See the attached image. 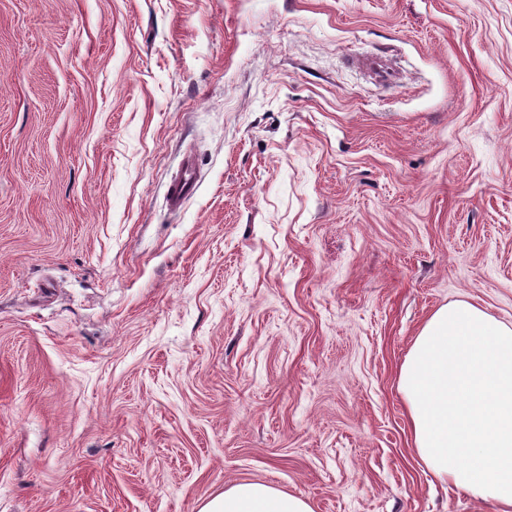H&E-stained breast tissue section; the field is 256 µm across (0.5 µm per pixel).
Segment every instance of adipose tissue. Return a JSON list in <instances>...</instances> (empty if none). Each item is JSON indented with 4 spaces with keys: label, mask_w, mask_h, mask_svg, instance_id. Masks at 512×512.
Masks as SVG:
<instances>
[{
    "label": "adipose tissue",
    "mask_w": 512,
    "mask_h": 512,
    "mask_svg": "<svg viewBox=\"0 0 512 512\" xmlns=\"http://www.w3.org/2000/svg\"><path fill=\"white\" fill-rule=\"evenodd\" d=\"M418 456L443 483L512 512V326L461 299L425 322L401 367ZM199 512H313L267 483H237Z\"/></svg>",
    "instance_id": "obj_1"
}]
</instances>
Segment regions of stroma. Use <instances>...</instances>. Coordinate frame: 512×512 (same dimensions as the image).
<instances>
[{
    "instance_id": "obj_1",
    "label": "stroma",
    "mask_w": 512,
    "mask_h": 512,
    "mask_svg": "<svg viewBox=\"0 0 512 512\" xmlns=\"http://www.w3.org/2000/svg\"><path fill=\"white\" fill-rule=\"evenodd\" d=\"M461 298L512 324V0H0V512H493L400 388ZM197 188L195 166L190 157H187L177 177L168 188V203L171 208H179L183 201L192 196ZM199 512H313L302 497L268 483H237L206 497Z\"/></svg>"
}]
</instances>
